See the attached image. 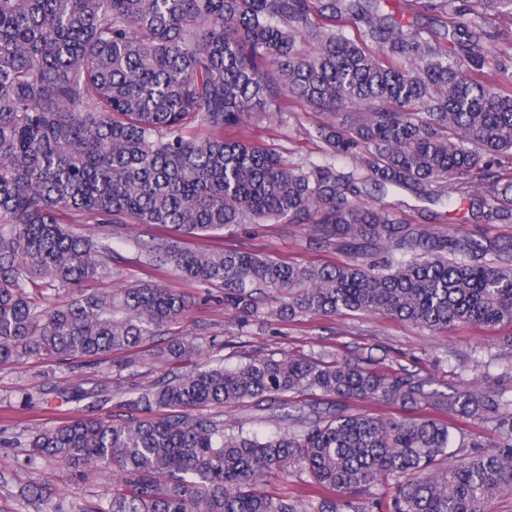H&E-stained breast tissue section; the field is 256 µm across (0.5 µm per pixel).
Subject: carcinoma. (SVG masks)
Masks as SVG:
<instances>
[{"mask_svg":"<svg viewBox=\"0 0 512 512\" xmlns=\"http://www.w3.org/2000/svg\"><path fill=\"white\" fill-rule=\"evenodd\" d=\"M386 0H0V363L133 350L185 316L161 283L52 302L57 288L117 280L112 225L150 224L208 237L239 224H312L323 263L248 250L140 243L146 266L224 290L238 326L343 311L382 312L443 332L512 326V239L477 238L363 200L411 192L488 224H512V44L491 54L489 19L512 21V0H424L438 16L469 14L448 41L384 11ZM361 25L373 54L347 35ZM469 72L458 68V58ZM301 103L323 116L319 162L293 165L244 138L256 113ZM70 214L95 234L60 221ZM190 335L154 358L201 356ZM402 370L380 374L333 354L259 351L150 385L54 386L29 404L112 391L125 414L29 430L23 465L54 461L112 497L82 512H490L512 494V395L476 380L450 393ZM338 400L326 410L293 399ZM382 402L399 415L352 412ZM290 407L267 437L226 422L240 407ZM490 424L454 443L453 421ZM305 476L290 495L257 485ZM43 512L44 488L22 491Z\"/></svg>","mask_w":512,"mask_h":512,"instance_id":"cac0c4a2","label":"carcinoma"}]
</instances>
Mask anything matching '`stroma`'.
<instances>
[{
    "mask_svg": "<svg viewBox=\"0 0 512 512\" xmlns=\"http://www.w3.org/2000/svg\"><path fill=\"white\" fill-rule=\"evenodd\" d=\"M319 113L293 105L273 118H257L245 131V138L274 148L290 163L318 162L322 144L314 129ZM170 229L148 224L125 225L115 236L113 247L122 259L124 278L136 281L149 277L185 296L190 307L182 320L172 323L168 334L190 333L216 340L214 358L225 364L239 362L245 354L259 350L282 353L318 354L329 352L389 374L408 369L432 376L439 390L458 385L460 380L477 377V365L494 364L496 356L512 346V327L481 331L456 326L433 332L418 325L381 314L344 312L334 316L306 318L267 326L253 324L238 333L232 313L217 296L218 289L205 290L177 276L151 272L141 265L137 244L151 239H169ZM312 227L308 224H243L207 238H185V247L246 248L278 259L313 262L325 259L323 251L310 247ZM128 355L114 352L94 366L85 368L77 361H59L45 356L22 363L0 364V512H28L21 494L31 482L46 487L48 512L64 507L78 512L80 507L108 499L112 484L108 478L83 480L53 463L35 471L16 470L14 460L25 452L31 427L63 418L85 416L83 405L66 404L53 411L25 403L26 394L66 385L76 379L96 375L119 378V366Z\"/></svg>",
    "mask_w": 512,
    "mask_h": 512,
    "instance_id": "1",
    "label": "stroma"
}]
</instances>
